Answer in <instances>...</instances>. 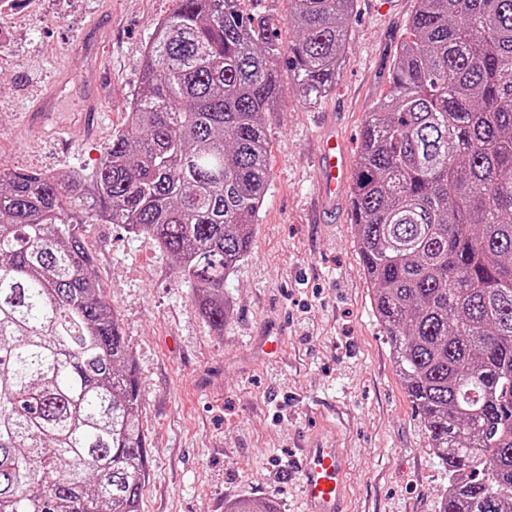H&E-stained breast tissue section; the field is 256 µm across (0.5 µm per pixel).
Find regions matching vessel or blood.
<instances>
[{
  "mask_svg": "<svg viewBox=\"0 0 512 512\" xmlns=\"http://www.w3.org/2000/svg\"><path fill=\"white\" fill-rule=\"evenodd\" d=\"M347 155L333 127L321 135L315 196L321 210L335 211L346 187ZM300 472L304 512H348L346 465L340 449L321 438L305 443L294 459Z\"/></svg>",
  "mask_w": 512,
  "mask_h": 512,
  "instance_id": "1",
  "label": "vessel or blood"
}]
</instances>
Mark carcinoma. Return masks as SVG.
Wrapping results in <instances>:
<instances>
[{
  "label": "carcinoma",
  "instance_id": "carcinoma-1",
  "mask_svg": "<svg viewBox=\"0 0 512 512\" xmlns=\"http://www.w3.org/2000/svg\"><path fill=\"white\" fill-rule=\"evenodd\" d=\"M356 0H175L90 170L0 167V512H138L142 394L85 224L153 239L224 331L267 191L266 116L336 86ZM287 53L293 72L282 84ZM404 389L448 472L439 512H512V0H416L349 196ZM225 512H274L238 498ZM243 8L245 11L256 17L271 16L280 21L278 27V39L284 48L288 47V42L293 39V32L284 23L287 4L285 0H244Z\"/></svg>",
  "mask_w": 512,
  "mask_h": 512
}]
</instances>
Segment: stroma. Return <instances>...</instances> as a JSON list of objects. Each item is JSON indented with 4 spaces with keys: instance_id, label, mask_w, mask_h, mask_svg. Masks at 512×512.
<instances>
[{
    "instance_id": "obj_1",
    "label": "stroma",
    "mask_w": 512,
    "mask_h": 512,
    "mask_svg": "<svg viewBox=\"0 0 512 512\" xmlns=\"http://www.w3.org/2000/svg\"><path fill=\"white\" fill-rule=\"evenodd\" d=\"M173 0H17L0 16V163L17 169L93 167L140 82L141 59ZM414 0H356L334 89L313 110L288 95L267 115L271 178L251 250L224 284L236 307L223 332L200 316L173 260L116 224L84 236L133 352L143 394L148 473L140 512H224L228 501L273 500L303 512L290 459L300 441L331 431L346 457L350 512H439L448 477L396 372L346 202L316 205L315 155L333 118L349 161L376 98L389 88ZM107 24L100 68L79 70L83 36ZM69 89L33 127L29 111L61 75ZM95 77L105 113L80 112ZM281 326L275 358L250 351Z\"/></svg>"
}]
</instances>
